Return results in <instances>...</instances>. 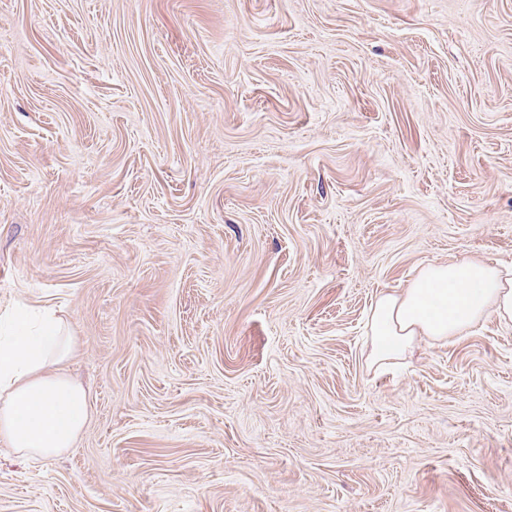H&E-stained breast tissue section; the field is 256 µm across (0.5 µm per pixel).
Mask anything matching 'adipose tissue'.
<instances>
[{
	"label": "adipose tissue",
	"mask_w": 512,
	"mask_h": 512,
	"mask_svg": "<svg viewBox=\"0 0 512 512\" xmlns=\"http://www.w3.org/2000/svg\"><path fill=\"white\" fill-rule=\"evenodd\" d=\"M512 326V267L481 260L422 267L399 292L383 291L364 326L368 360L386 370L412 358L420 343L465 335L488 317ZM0 438L22 460L70 448L88 418L87 393L66 366L75 353L65 318L23 305L0 316Z\"/></svg>",
	"instance_id": "adipose-tissue-1"
}]
</instances>
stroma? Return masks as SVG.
I'll use <instances>...</instances> for the list:
<instances>
[{
    "instance_id": "1",
    "label": "stroma",
    "mask_w": 512,
    "mask_h": 512,
    "mask_svg": "<svg viewBox=\"0 0 512 512\" xmlns=\"http://www.w3.org/2000/svg\"><path fill=\"white\" fill-rule=\"evenodd\" d=\"M512 264V0H0V311L90 418L0 512H512V327L369 368L376 294Z\"/></svg>"
}]
</instances>
